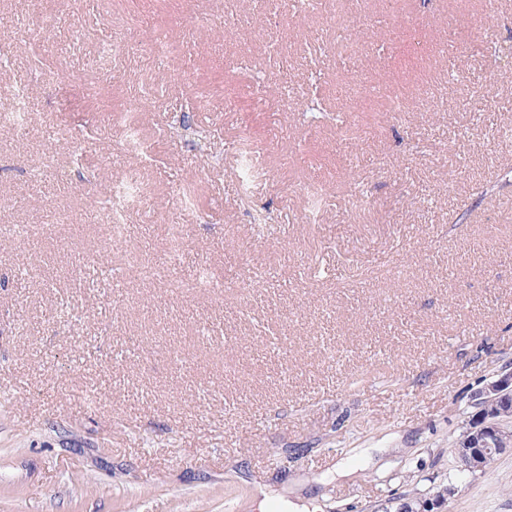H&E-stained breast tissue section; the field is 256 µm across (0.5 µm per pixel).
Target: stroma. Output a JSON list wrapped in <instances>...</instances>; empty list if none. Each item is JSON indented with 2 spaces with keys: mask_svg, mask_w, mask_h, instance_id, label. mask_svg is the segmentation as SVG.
Returning <instances> with one entry per match:
<instances>
[{
  "mask_svg": "<svg viewBox=\"0 0 512 512\" xmlns=\"http://www.w3.org/2000/svg\"><path fill=\"white\" fill-rule=\"evenodd\" d=\"M224 2L0 0V90L26 85L36 116L0 130V512H400L449 485L442 512H512V452L482 474L453 452L512 369V58L438 53L463 21L512 45V0H239L233 22ZM339 9L376 25L305 55ZM118 23L190 50L103 59ZM308 96L330 120L304 123ZM175 116L212 131L221 172L162 138ZM244 129L264 228L238 202ZM116 181L141 188L117 239L90 203ZM117 253L216 285L102 277Z\"/></svg>",
  "mask_w": 512,
  "mask_h": 512,
  "instance_id": "stroma-1",
  "label": "stroma"
}]
</instances>
